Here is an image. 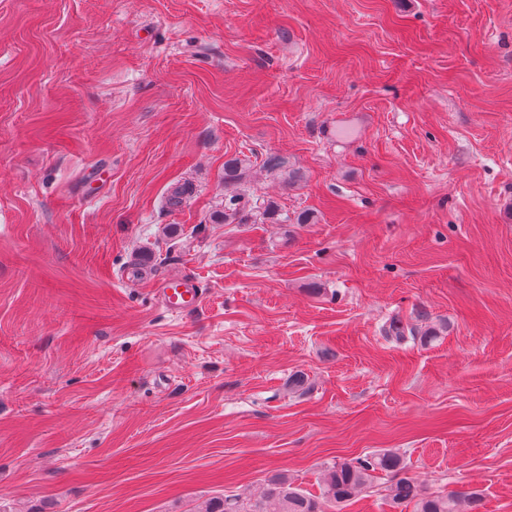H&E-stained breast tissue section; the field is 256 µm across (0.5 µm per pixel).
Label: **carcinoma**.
I'll return each mask as SVG.
<instances>
[{"label": "carcinoma", "instance_id": "cac0c4a2", "mask_svg": "<svg viewBox=\"0 0 512 512\" xmlns=\"http://www.w3.org/2000/svg\"><path fill=\"white\" fill-rule=\"evenodd\" d=\"M246 171L244 159L234 157L224 161V187L230 189L240 185ZM244 208V195L240 193L224 199V212L218 216L220 223H242ZM379 472L391 475V502L396 506L411 504L414 512H476L480 505L481 498L477 492L424 493L413 478L405 475L400 453L394 449H383L365 458L339 462L327 468L319 498L305 493L282 476L270 483L264 498L259 501L243 503L218 499L206 503L201 512H323L319 502L321 498L340 510L359 489L371 484Z\"/></svg>", "mask_w": 512, "mask_h": 512}]
</instances>
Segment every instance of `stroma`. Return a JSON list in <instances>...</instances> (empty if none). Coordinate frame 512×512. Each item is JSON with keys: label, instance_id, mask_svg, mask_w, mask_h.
Wrapping results in <instances>:
<instances>
[{"label": "stroma", "instance_id": "obj_1", "mask_svg": "<svg viewBox=\"0 0 512 512\" xmlns=\"http://www.w3.org/2000/svg\"><path fill=\"white\" fill-rule=\"evenodd\" d=\"M382 448L512 512V0H0V512L317 495ZM247 163L245 159L234 157L224 162V187L227 189L241 185L246 176ZM244 194H233L228 198L224 197V212L222 215L216 217V223L218 224H244L243 211L245 208ZM220 219V222H219ZM155 294L162 306L175 314L197 312L204 301V288L199 281L177 273L160 278Z\"/></svg>", "mask_w": 512, "mask_h": 512}]
</instances>
